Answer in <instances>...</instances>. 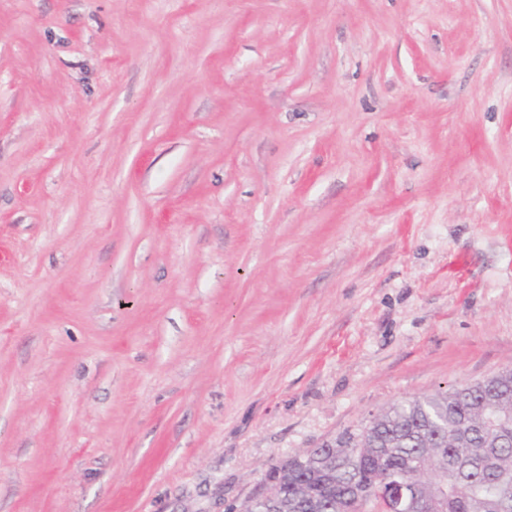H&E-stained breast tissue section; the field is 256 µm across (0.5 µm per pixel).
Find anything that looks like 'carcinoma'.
I'll use <instances>...</instances> for the list:
<instances>
[{
    "mask_svg": "<svg viewBox=\"0 0 512 512\" xmlns=\"http://www.w3.org/2000/svg\"><path fill=\"white\" fill-rule=\"evenodd\" d=\"M294 512H336L354 485L448 471L445 512H497L512 488V367L396 402L306 451Z\"/></svg>",
    "mask_w": 512,
    "mask_h": 512,
    "instance_id": "carcinoma-1",
    "label": "carcinoma"
}]
</instances>
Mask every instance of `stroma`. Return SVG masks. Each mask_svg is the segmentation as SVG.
Segmentation results:
<instances>
[{
    "label": "stroma",
    "mask_w": 512,
    "mask_h": 512,
    "mask_svg": "<svg viewBox=\"0 0 512 512\" xmlns=\"http://www.w3.org/2000/svg\"><path fill=\"white\" fill-rule=\"evenodd\" d=\"M512 366V0H0V512H238ZM277 494L276 487H272L271 482H267L264 491L246 500L238 511L256 512L257 509H262L267 512H274L271 505L276 500Z\"/></svg>",
    "instance_id": "35a3bbf8"
}]
</instances>
